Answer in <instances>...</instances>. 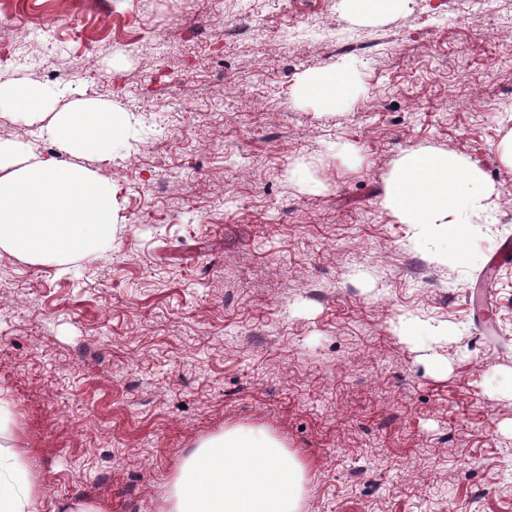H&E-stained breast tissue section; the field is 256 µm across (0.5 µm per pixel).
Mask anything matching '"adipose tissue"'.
Returning <instances> with one entry per match:
<instances>
[{
	"label": "adipose tissue",
	"instance_id": "ef3b65f1",
	"mask_svg": "<svg viewBox=\"0 0 512 512\" xmlns=\"http://www.w3.org/2000/svg\"><path fill=\"white\" fill-rule=\"evenodd\" d=\"M352 69L337 64L302 76L300 101L320 111L343 108L358 94ZM66 99L65 107L50 105ZM0 112L34 122L68 155L45 156L33 143L0 140V250L65 270L112 249L119 205L110 182L80 165L91 154L110 160L138 125L129 112L98 99L70 98L63 86L0 82ZM496 205L484 172L438 148L405 152L387 179L381 206L409 228L411 246L432 261L466 264L472 224ZM306 464L275 435L236 426L204 440L179 465L167 512H300ZM36 492L18 456L0 453V512H36Z\"/></svg>",
	"mask_w": 512,
	"mask_h": 512
}]
</instances>
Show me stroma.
<instances>
[{
  "mask_svg": "<svg viewBox=\"0 0 512 512\" xmlns=\"http://www.w3.org/2000/svg\"><path fill=\"white\" fill-rule=\"evenodd\" d=\"M5 12L9 78L54 69L141 126L86 160L120 204L107 256L64 274L0 251V444L38 512H165L180 462L235 425L306 463L301 512H512V265L487 268L512 239V0H408L374 23L341 0ZM338 63L359 85L346 107L295 101L301 75ZM422 147L470 157L498 194L467 266L409 248L380 205ZM402 314L457 333L408 347L390 329Z\"/></svg>",
  "mask_w": 512,
  "mask_h": 512,
  "instance_id": "1",
  "label": "stroma"
}]
</instances>
